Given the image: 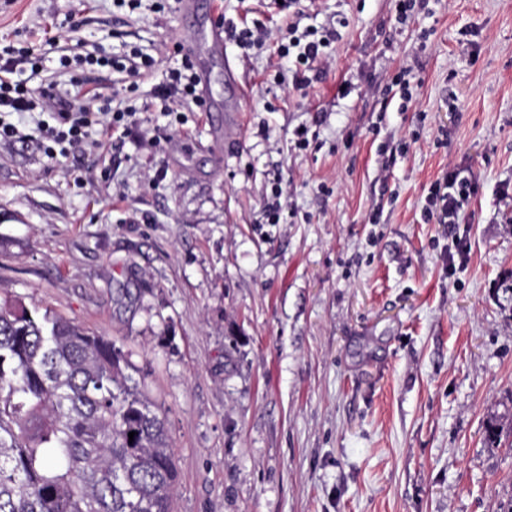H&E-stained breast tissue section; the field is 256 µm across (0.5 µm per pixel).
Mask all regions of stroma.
I'll return each instance as SVG.
<instances>
[{"instance_id":"obj_1","label":"stroma","mask_w":512,"mask_h":512,"mask_svg":"<svg viewBox=\"0 0 512 512\" xmlns=\"http://www.w3.org/2000/svg\"><path fill=\"white\" fill-rule=\"evenodd\" d=\"M218 2L270 38L247 58L224 45L246 95L216 151L223 113L154 97L195 35L179 0H0V49L55 44L33 85L77 80L135 113L118 163L105 134L51 161L13 115L0 297L128 353L177 460L171 512H494L512 501V435L484 442L512 410V0H433L403 25L393 0H315L307 24L338 40L303 94L274 80L284 14ZM405 63L408 104L386 90ZM457 168L478 187L462 224L424 222Z\"/></svg>"}]
</instances>
